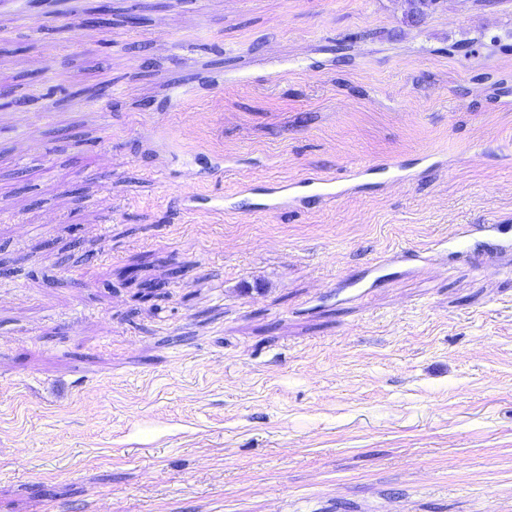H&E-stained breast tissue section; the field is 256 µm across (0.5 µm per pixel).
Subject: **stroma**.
<instances>
[{"mask_svg":"<svg viewBox=\"0 0 512 512\" xmlns=\"http://www.w3.org/2000/svg\"><path fill=\"white\" fill-rule=\"evenodd\" d=\"M92 4L0 0V512H512V258L439 247L512 224V0Z\"/></svg>","mask_w":512,"mask_h":512,"instance_id":"1","label":"stroma"}]
</instances>
